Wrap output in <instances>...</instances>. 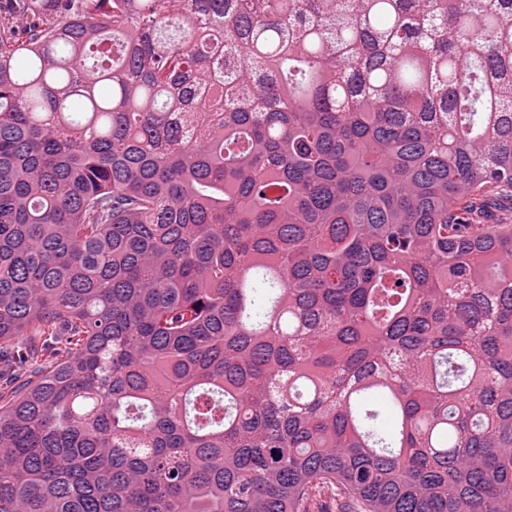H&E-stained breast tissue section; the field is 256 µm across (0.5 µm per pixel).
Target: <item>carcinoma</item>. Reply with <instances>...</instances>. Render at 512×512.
I'll use <instances>...</instances> for the list:
<instances>
[{"mask_svg":"<svg viewBox=\"0 0 512 512\" xmlns=\"http://www.w3.org/2000/svg\"><path fill=\"white\" fill-rule=\"evenodd\" d=\"M512 0H0V512H512Z\"/></svg>","mask_w":512,"mask_h":512,"instance_id":"carcinoma-1","label":"carcinoma"}]
</instances>
